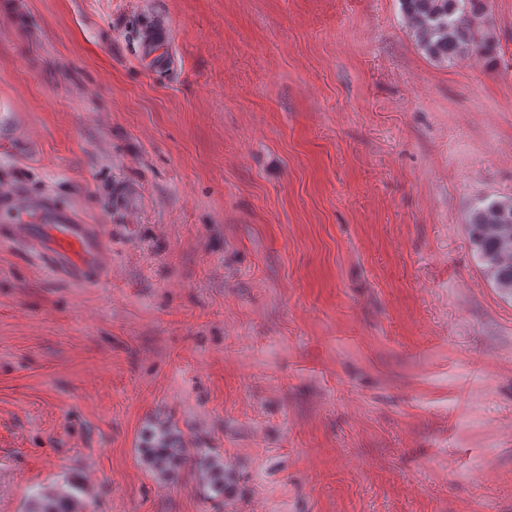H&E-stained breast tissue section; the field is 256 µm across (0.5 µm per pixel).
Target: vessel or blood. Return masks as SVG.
I'll return each mask as SVG.
<instances>
[{
  "instance_id": "obj_1",
  "label": "vessel or blood",
  "mask_w": 512,
  "mask_h": 512,
  "mask_svg": "<svg viewBox=\"0 0 512 512\" xmlns=\"http://www.w3.org/2000/svg\"><path fill=\"white\" fill-rule=\"evenodd\" d=\"M0 212L10 214L13 230L19 235L27 225H44V237L32 240V247L54 258L71 276L99 272L103 263L99 238L91 225L72 212L53 209L45 201L21 193L0 196Z\"/></svg>"
}]
</instances>
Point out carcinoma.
<instances>
[{
  "mask_svg": "<svg viewBox=\"0 0 512 512\" xmlns=\"http://www.w3.org/2000/svg\"><path fill=\"white\" fill-rule=\"evenodd\" d=\"M401 8L419 48L428 56L452 62L469 52L491 56L495 44L485 33L489 0H400ZM469 240L484 273L493 285L512 295V203L490 201L475 206L469 217ZM143 457L155 473L167 477L187 462L184 449L175 445L170 433L150 436ZM196 466L208 479L211 490L224 495L232 473L224 461L200 450ZM77 488L55 495L37 496L31 512H76Z\"/></svg>",
  "mask_w": 512,
  "mask_h": 512,
  "instance_id": "carcinoma-1",
  "label": "carcinoma"
}]
</instances>
